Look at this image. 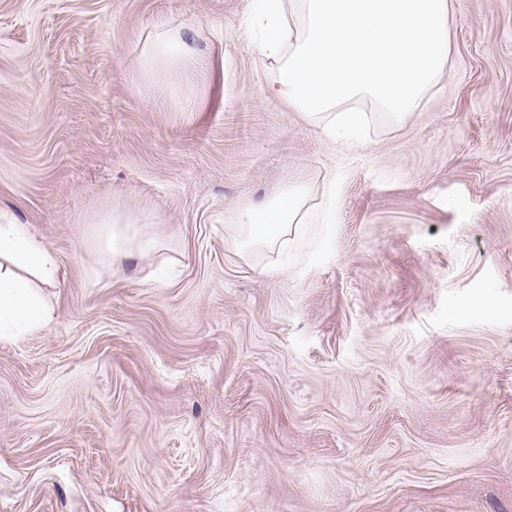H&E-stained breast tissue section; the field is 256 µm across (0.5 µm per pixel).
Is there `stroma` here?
<instances>
[{"mask_svg": "<svg viewBox=\"0 0 512 512\" xmlns=\"http://www.w3.org/2000/svg\"><path fill=\"white\" fill-rule=\"evenodd\" d=\"M256 7L0 0V213L57 260L51 323L0 341V512H512V0L336 143ZM298 181L286 250L234 244ZM115 214L160 249L113 262Z\"/></svg>", "mask_w": 512, "mask_h": 512, "instance_id": "1", "label": "stroma"}]
</instances>
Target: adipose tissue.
<instances>
[{
  "label": "adipose tissue",
  "instance_id": "adipose-tissue-1",
  "mask_svg": "<svg viewBox=\"0 0 512 512\" xmlns=\"http://www.w3.org/2000/svg\"><path fill=\"white\" fill-rule=\"evenodd\" d=\"M251 19L254 46L274 65L284 101L329 139L349 137L367 113L368 99L401 121L442 80L449 57L450 0H261ZM306 189L284 186L251 204L236 233L252 249L288 242L304 223ZM99 236L117 261L137 260L154 248L142 226L117 218ZM55 258L25 225L0 221V340L44 330L53 311L39 292L52 280Z\"/></svg>",
  "mask_w": 512,
  "mask_h": 512
}]
</instances>
